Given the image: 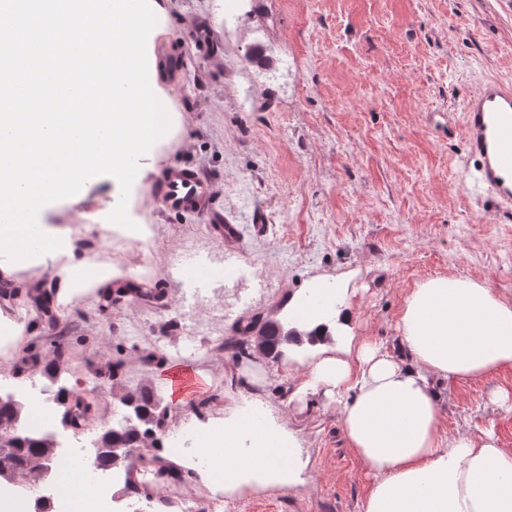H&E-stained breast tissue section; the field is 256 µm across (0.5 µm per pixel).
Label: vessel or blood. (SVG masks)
<instances>
[{
  "mask_svg": "<svg viewBox=\"0 0 512 512\" xmlns=\"http://www.w3.org/2000/svg\"><path fill=\"white\" fill-rule=\"evenodd\" d=\"M465 137L480 165L472 179L477 188L512 203V84L496 80L483 82L465 105ZM151 193L169 214L210 213L213 230L225 243H235L238 225L229 223L213 209L214 189L198 169L190 166L168 168L153 184ZM125 466L134 486L143 494H154L152 474L167 468L164 459L127 457Z\"/></svg>",
  "mask_w": 512,
  "mask_h": 512,
  "instance_id": "obj_1",
  "label": "vessel or blood"
}]
</instances>
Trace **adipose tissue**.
Segmentation results:
<instances>
[{
    "instance_id": "obj_1",
    "label": "adipose tissue",
    "mask_w": 512,
    "mask_h": 512,
    "mask_svg": "<svg viewBox=\"0 0 512 512\" xmlns=\"http://www.w3.org/2000/svg\"><path fill=\"white\" fill-rule=\"evenodd\" d=\"M350 282L313 278L288 309L304 338L294 396H321L339 412L344 440L371 479L362 512H512V449L491 431L447 436L437 388L512 370V300L453 274L427 279L404 301L396 355L356 336ZM284 416L242 395L221 416L191 417L192 449L164 454L229 495L294 487L302 445Z\"/></svg>"
}]
</instances>
